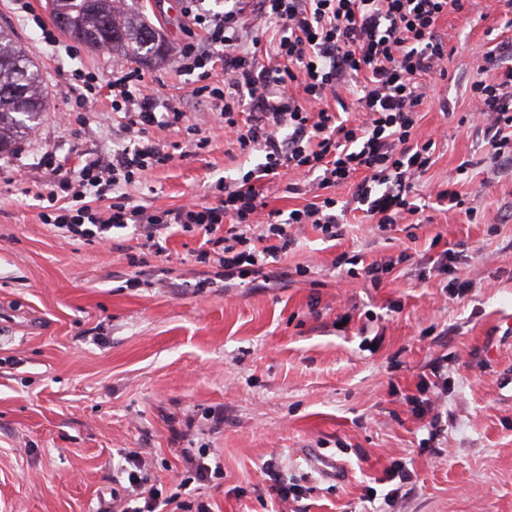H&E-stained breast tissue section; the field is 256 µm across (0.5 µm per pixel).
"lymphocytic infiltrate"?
<instances>
[{"label": "lymphocytic infiltrate", "mask_w": 512, "mask_h": 512, "mask_svg": "<svg viewBox=\"0 0 512 512\" xmlns=\"http://www.w3.org/2000/svg\"><path fill=\"white\" fill-rule=\"evenodd\" d=\"M469 5L470 0H232L219 15L206 13L202 0H185V18L204 32L203 41L183 45L185 69L207 79L212 66L222 64L224 86L212 95L224 131L240 151L262 152L263 162L219 184L215 207L192 202L151 210L130 204L122 186L171 158L150 137L149 127L174 126L184 117L173 102L144 93L133 70L111 83L117 96L112 108L126 119L127 145L85 159L78 183L61 179L59 192H71L73 203L57 206L59 193L50 194L56 207L46 223L84 242L107 240L112 229L131 226L157 253L162 231L196 226L208 247L221 248L214 256L208 248L201 251L200 262L216 258L228 278L262 274L302 225L335 240L352 206L382 230L404 223L420 211L411 197L413 181L430 168L437 146L418 127L425 97L421 79L447 76L449 37L438 24L448 12ZM248 12L275 24L272 47L262 48L260 38L249 37L243 21ZM510 48L505 41L498 51L485 53L469 86L468 119L482 123L496 170L512 162V62L498 56ZM346 92L355 96L363 121L325 107V100H341ZM306 98L322 102V109L308 111ZM303 179L314 202L285 215L266 211L265 184H284L294 194ZM348 182L354 185L349 205L328 196L329 188ZM90 195L112 203L99 211L87 203ZM125 459L128 494L113 500L110 512H157L160 493L140 494L148 481L140 452H128Z\"/></svg>", "instance_id": "f902f5d3"}]
</instances>
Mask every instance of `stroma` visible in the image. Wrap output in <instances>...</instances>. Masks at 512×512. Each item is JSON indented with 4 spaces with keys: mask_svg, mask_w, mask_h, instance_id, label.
<instances>
[{
    "mask_svg": "<svg viewBox=\"0 0 512 512\" xmlns=\"http://www.w3.org/2000/svg\"><path fill=\"white\" fill-rule=\"evenodd\" d=\"M126 5L165 40L162 60L72 41L47 0H0V25L48 97L34 133L0 156V512H98L127 494L128 448L143 452L150 486L210 512H512V401L499 385L512 374V166L483 189L484 135L457 121L500 17L475 0L440 20L451 36L448 76L428 80L419 112L438 145L418 196L455 182L475 220L428 209L385 233L354 211L333 241L304 225L275 278L229 280L197 261L203 237L193 230L161 234L157 254L141 251L131 228L88 245L43 219L62 176L124 144L108 88L72 111L65 76L75 68L102 80L138 70L185 113L178 126L151 129L182 151L125 186L132 204L217 205V183L260 160L225 140L220 113L179 68L182 0ZM465 160L471 168L457 175ZM449 248L474 283L462 300L449 297L447 275L420 276L428 256ZM139 251L146 266H130ZM354 254L392 269L375 285L340 274L335 259ZM440 358L450 385L432 414L442 432L423 449L408 399ZM186 448L219 458L222 478L190 481ZM323 456L345 465L344 479L318 469ZM395 461L413 479L391 499L382 478ZM271 470L302 486L301 503L271 491Z\"/></svg>",
    "mask_w": 512,
    "mask_h": 512,
    "instance_id": "1",
    "label": "stroma"
}]
</instances>
